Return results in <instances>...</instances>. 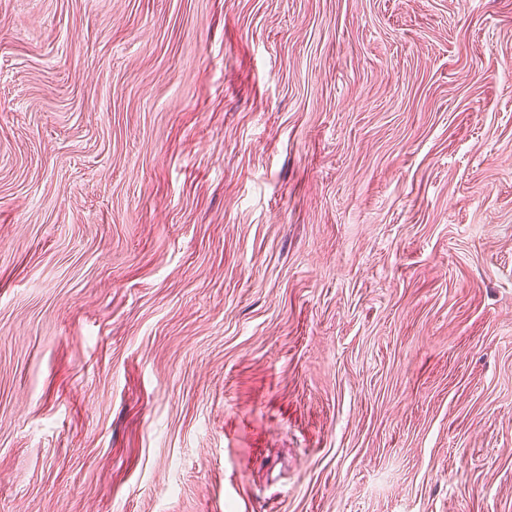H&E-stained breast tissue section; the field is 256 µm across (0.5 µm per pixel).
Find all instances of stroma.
I'll return each mask as SVG.
<instances>
[{
  "instance_id": "obj_1",
  "label": "stroma",
  "mask_w": 512,
  "mask_h": 512,
  "mask_svg": "<svg viewBox=\"0 0 512 512\" xmlns=\"http://www.w3.org/2000/svg\"><path fill=\"white\" fill-rule=\"evenodd\" d=\"M0 512H512V0H0Z\"/></svg>"
}]
</instances>
